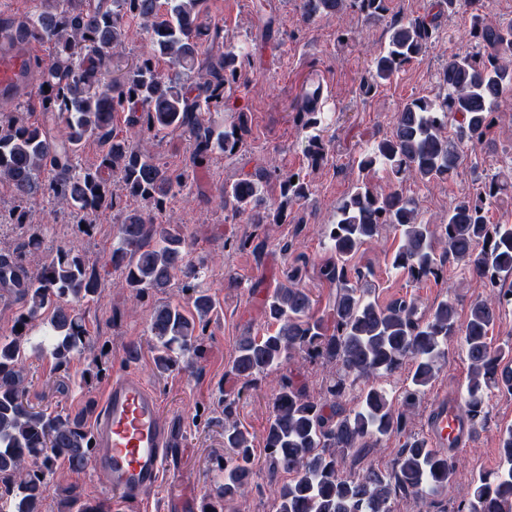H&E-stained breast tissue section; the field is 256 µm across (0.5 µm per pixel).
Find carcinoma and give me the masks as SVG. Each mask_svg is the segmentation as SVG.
Returning a JSON list of instances; mask_svg holds the SVG:
<instances>
[{
  "mask_svg": "<svg viewBox=\"0 0 512 512\" xmlns=\"http://www.w3.org/2000/svg\"><path fill=\"white\" fill-rule=\"evenodd\" d=\"M206 3L42 0L41 10L16 24L31 39L51 46L47 61H39V92L33 103L42 122L0 118V183L8 185L14 202L9 214L0 212V224H26L27 206L40 195L74 213L77 223L85 224L84 234L98 214L117 211L123 219L107 264L118 273L121 286L141 301L165 291L176 277L184 278L181 292L188 295L192 310L168 302L155 307L151 316L150 351L160 374L173 366L175 353L192 356L186 366H194L215 302L198 284L200 266L190 258L182 226L158 223L156 214L174 189L187 186L188 170L204 168L217 152L237 153L250 135L243 112L228 123L213 117L224 111L249 53L203 46ZM386 3L300 0L299 8L309 23L349 7L364 21L379 22ZM441 6L450 14L464 7L475 11L473 51L448 58L440 73L446 97L416 98L403 107L392 135L361 156L363 171L381 164L398 183L410 177L426 183L450 178L462 165L465 150L483 144L499 120V100L512 92V22L505 26L479 14L482 0H442ZM130 22L145 29L150 46L116 77L112 55L123 49L124 26ZM436 31L425 16L393 23L388 47L373 59L362 89L371 92L423 58ZM190 74L199 77L193 96L184 88ZM321 106L319 94L303 92L295 105L301 128L320 124ZM123 112L130 113L126 130L114 124ZM57 124L65 127V136L52 133ZM162 131L188 137L186 169H168L136 142L141 135ZM91 139L101 145L102 155L96 167L84 169L78 158ZM268 178L257 169L224 185L220 203L249 224L285 222L288 208L308 199L310 183L300 172L289 174L275 205L265 197ZM510 187L499 175L491 176L475 196L457 201L435 232L419 218L412 199L397 190L379 193L363 182L337 208V221L328 229L336 255V261L321 269L323 278L336 286L329 316L313 314V300L299 286L298 267L288 270L285 282L264 301L263 313L275 330L259 338L242 337L230 374L250 385L278 369L295 349L312 361L336 366L322 400L287 377L278 383L262 436L276 512H393L394 501L410 496L442 503L453 462L422 439H407L389 471L369 465L344 474L339 458L407 429L451 338L459 340L470 365L465 407L473 424L486 419L488 391L512 393V374L504 373L505 352L492 350L489 339L507 293L501 284L512 278V225L491 224L486 216L492 200ZM130 197L147 202L150 209H128ZM385 225L400 236L393 267L416 280L435 276L441 244L443 256L453 257L463 272L483 282L488 295L473 303L465 322L458 321L448 299L433 306L426 318L414 299H398L385 308L366 299L358 287L364 273L350 260ZM40 245L41 233L34 230L17 248L0 253V288L11 289L21 302L16 328L0 336V488L14 496V512H43L58 463L82 471L94 451L90 431L78 418L28 401L22 364L31 334L41 324L44 339L35 350L49 353L56 370L67 369L90 348L93 337L80 306L101 295L102 274L83 254L63 248L31 271L24 266L25 253ZM406 364L410 383L396 407L371 380L391 376ZM361 381L366 385L359 389ZM356 388L355 403L345 407L343 398ZM234 409L235 400H224V446L232 451L231 464L224 466V481L204 497L203 512H218L217 506L242 496L255 474L253 437L233 420ZM500 448V472L478 477L454 512H512V428L502 432ZM281 474L288 480L279 481ZM60 507L62 512H104L81 502L73 487L63 489Z\"/></svg>",
  "mask_w": 512,
  "mask_h": 512,
  "instance_id": "carcinoma-1",
  "label": "carcinoma"
}]
</instances>
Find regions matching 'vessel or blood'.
<instances>
[{
  "mask_svg": "<svg viewBox=\"0 0 512 512\" xmlns=\"http://www.w3.org/2000/svg\"><path fill=\"white\" fill-rule=\"evenodd\" d=\"M34 44L21 33L0 36V96L28 92L36 82ZM430 447L456 451L469 447L477 428L459 412L457 397L443 395L426 419ZM96 450L90 467L114 495L115 512L126 503L144 501L161 485L172 449L181 447L183 431L177 417H163L161 402L134 371L116 370L93 423Z\"/></svg>",
  "mask_w": 512,
  "mask_h": 512,
  "instance_id": "b4317fda",
  "label": "vessel or blood"
}]
</instances>
